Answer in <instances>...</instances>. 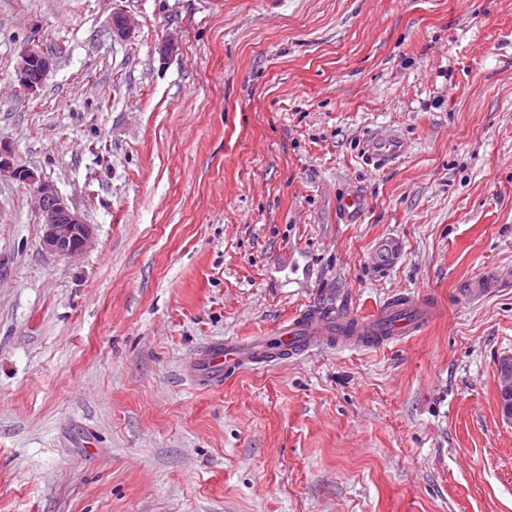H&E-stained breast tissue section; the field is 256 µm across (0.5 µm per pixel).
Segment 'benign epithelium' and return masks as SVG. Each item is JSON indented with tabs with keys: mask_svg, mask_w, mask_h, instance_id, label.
Instances as JSON below:
<instances>
[{
	"mask_svg": "<svg viewBox=\"0 0 512 512\" xmlns=\"http://www.w3.org/2000/svg\"><path fill=\"white\" fill-rule=\"evenodd\" d=\"M111 23L114 33L121 38L130 37L134 31V22L125 13H112ZM53 66L54 61L50 55L33 48L26 49L21 55L16 73L19 86L29 93L36 92L46 81ZM2 177L17 181L29 191L34 209L43 219V250L61 257H74L92 247V231L81 214L43 182L34 170L18 164L11 151L0 146ZM498 390L501 417L511 423L512 355L503 357L499 362Z\"/></svg>",
	"mask_w": 512,
	"mask_h": 512,
	"instance_id": "obj_1",
	"label": "benign epithelium"
}]
</instances>
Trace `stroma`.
<instances>
[{"mask_svg":"<svg viewBox=\"0 0 512 512\" xmlns=\"http://www.w3.org/2000/svg\"><path fill=\"white\" fill-rule=\"evenodd\" d=\"M387 132L407 149L377 168ZM0 145L93 231L44 252L0 179V512H512V288L462 293L512 269V0H0ZM399 294L445 312L384 350L186 372ZM53 58L33 48L26 49L21 55L16 79L19 86L29 93H35L42 87L53 69ZM405 151V142L395 134L374 135L364 144V154L381 167L393 164ZM365 200L354 192H344L337 200V211L344 224H358L364 214ZM512 283V272L508 270H491L471 279L464 288V297L469 300H480L490 294L509 288ZM499 407L501 417L512 422V355L503 357L498 369Z\"/></svg>","mask_w":512,"mask_h":512,"instance_id":"1","label":"stroma"}]
</instances>
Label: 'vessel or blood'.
Here are the masks:
<instances>
[{
    "label": "vessel or blood",
    "instance_id": "b4317fda",
    "mask_svg": "<svg viewBox=\"0 0 512 512\" xmlns=\"http://www.w3.org/2000/svg\"><path fill=\"white\" fill-rule=\"evenodd\" d=\"M405 151L403 139L394 134L374 135L364 144L365 155L382 167L396 162ZM364 210L365 200L357 193H342L337 200V211L344 223H359ZM509 286H512V272L496 269L471 279L464 296L479 300ZM440 313L441 307L433 298L406 295L388 300L369 317L311 303L265 339L252 344L233 339L212 343L197 353L189 371L195 380L218 386L223 378L237 371L305 356L325 347L384 348L424 329Z\"/></svg>",
    "mask_w": 512,
    "mask_h": 512
}]
</instances>
